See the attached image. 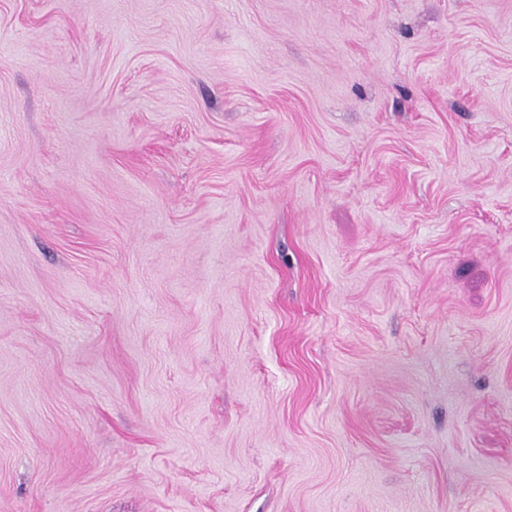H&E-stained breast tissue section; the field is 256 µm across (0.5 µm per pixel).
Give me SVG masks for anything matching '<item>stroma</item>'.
Returning a JSON list of instances; mask_svg holds the SVG:
<instances>
[{"instance_id": "obj_1", "label": "stroma", "mask_w": 512, "mask_h": 512, "mask_svg": "<svg viewBox=\"0 0 512 512\" xmlns=\"http://www.w3.org/2000/svg\"><path fill=\"white\" fill-rule=\"evenodd\" d=\"M0 512H512V0H0Z\"/></svg>"}]
</instances>
